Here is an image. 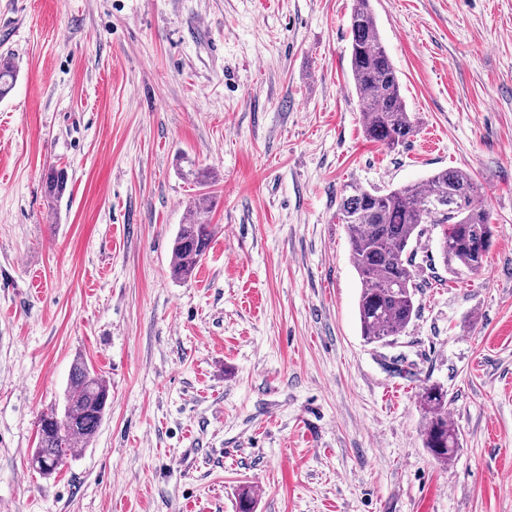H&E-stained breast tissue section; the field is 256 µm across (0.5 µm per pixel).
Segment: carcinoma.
Instances as JSON below:
<instances>
[{
    "label": "carcinoma",
    "mask_w": 512,
    "mask_h": 512,
    "mask_svg": "<svg viewBox=\"0 0 512 512\" xmlns=\"http://www.w3.org/2000/svg\"><path fill=\"white\" fill-rule=\"evenodd\" d=\"M350 71L358 97L364 133L388 149H395L416 132L401 95L400 79L382 45L371 0H354L350 16ZM17 81L14 63L0 58V98ZM62 169L49 168L43 176L45 196L58 200L67 189ZM213 198L202 194L180 225L171 250V274L176 280L191 278L200 266L212 238L211 225L196 214L211 209ZM337 219L347 226L350 259L360 281L358 313L362 336L369 342H386L401 335L418 315L413 243L424 225L443 226L440 250L448 272L458 276L477 273L489 251L492 227L471 174L447 168L422 183L391 189L346 186ZM110 398L109 389L83 362L73 366L64 411L41 417L38 444L31 465L43 475L46 460H64L78 442L89 443L97 434ZM424 415V446L440 462L452 460L459 448L458 431L448 420V390L439 384L419 395Z\"/></svg>",
    "instance_id": "1"
}]
</instances>
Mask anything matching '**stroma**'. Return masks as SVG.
I'll return each mask as SVG.
<instances>
[{"mask_svg": "<svg viewBox=\"0 0 512 512\" xmlns=\"http://www.w3.org/2000/svg\"><path fill=\"white\" fill-rule=\"evenodd\" d=\"M352 5L0 0V512H239L246 490L253 512H512V0H371L416 118L392 151L362 126ZM189 162L216 175L213 237L178 281ZM445 168L481 187L485 264L450 278L426 225L418 317L367 342L342 192ZM78 359L110 403L45 477L37 422ZM68 184L67 173L63 169L49 168L43 176V187L48 199L58 201L65 193ZM424 415V446L440 462L448 464L459 448L458 431L448 420V390L439 384L422 389L419 395Z\"/></svg>", "mask_w": 512, "mask_h": 512, "instance_id": "35a3bbf8", "label": "stroma"}]
</instances>
